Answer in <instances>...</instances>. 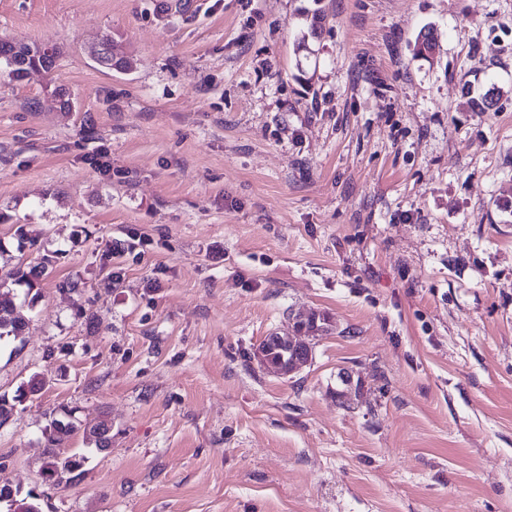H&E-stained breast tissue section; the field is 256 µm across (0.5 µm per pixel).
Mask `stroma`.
Listing matches in <instances>:
<instances>
[{"mask_svg":"<svg viewBox=\"0 0 512 512\" xmlns=\"http://www.w3.org/2000/svg\"><path fill=\"white\" fill-rule=\"evenodd\" d=\"M106 36L128 70L90 57ZM0 38L59 51L0 69V268L58 256L9 288L0 395L51 383L0 425V487L40 512H512V0H0ZM309 312L310 364L264 368ZM65 410L111 448L75 433L55 485ZM24 328L25 320L20 314H16L14 302L0 294V341L4 336L18 339ZM69 417L68 420H55L52 423L53 431L47 436V443L45 445L47 460L56 459L59 455L56 448L63 443V441L81 429V424L76 425V422L71 419V414H65Z\"/></svg>","mask_w":512,"mask_h":512,"instance_id":"stroma-1","label":"stroma"}]
</instances>
